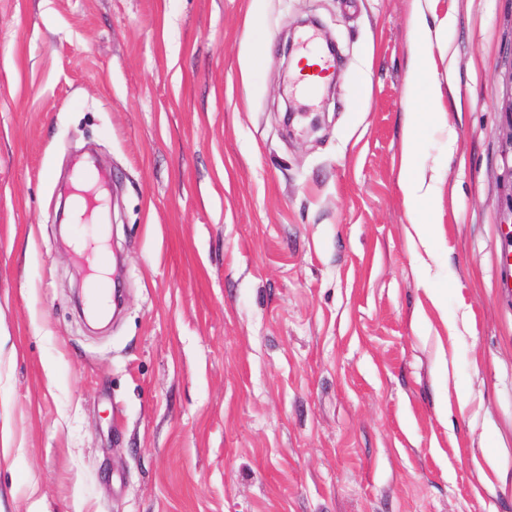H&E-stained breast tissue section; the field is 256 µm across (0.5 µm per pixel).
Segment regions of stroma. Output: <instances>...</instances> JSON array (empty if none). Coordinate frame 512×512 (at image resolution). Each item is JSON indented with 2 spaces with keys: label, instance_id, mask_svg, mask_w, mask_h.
<instances>
[{
  "label": "stroma",
  "instance_id": "stroma-1",
  "mask_svg": "<svg viewBox=\"0 0 512 512\" xmlns=\"http://www.w3.org/2000/svg\"><path fill=\"white\" fill-rule=\"evenodd\" d=\"M306 19L314 100L282 74ZM511 95L512 0H0V512H512ZM80 155L114 318H80L92 228L57 221ZM411 28L419 49L413 69L406 79L405 94L412 105L419 101L420 107L412 106L405 115L399 183L408 206L410 224L418 238L425 242L431 236L433 225L432 209L428 205L430 185L418 168L416 157L426 124L435 122L444 111L439 100L436 82L422 79V76L430 70L431 40L430 31L424 24L423 11L418 3L413 7Z\"/></svg>",
  "mask_w": 512,
  "mask_h": 512
}]
</instances>
